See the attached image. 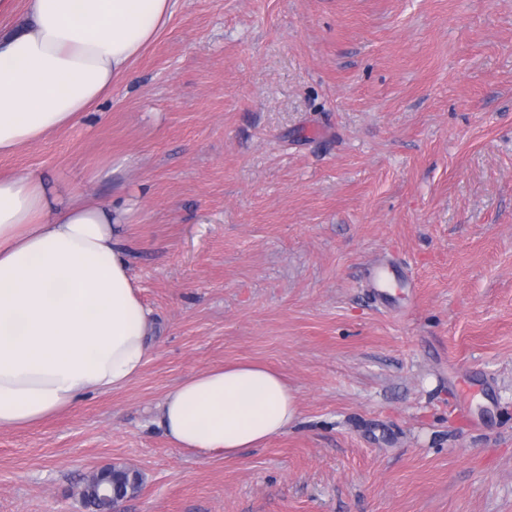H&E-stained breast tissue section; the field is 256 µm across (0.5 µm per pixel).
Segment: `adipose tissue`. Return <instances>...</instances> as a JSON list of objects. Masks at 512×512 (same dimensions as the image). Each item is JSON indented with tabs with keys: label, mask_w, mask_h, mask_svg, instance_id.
Here are the masks:
<instances>
[{
	"label": "adipose tissue",
	"mask_w": 512,
	"mask_h": 512,
	"mask_svg": "<svg viewBox=\"0 0 512 512\" xmlns=\"http://www.w3.org/2000/svg\"><path fill=\"white\" fill-rule=\"evenodd\" d=\"M178 0H0V155L71 125L159 36ZM25 22L12 26L16 14ZM122 210L0 174V428H24L84 393L124 387L151 349L150 311L119 245ZM297 397L280 374L228 363L168 390L170 443L209 458L287 432Z\"/></svg>",
	"instance_id": "1"
}]
</instances>
